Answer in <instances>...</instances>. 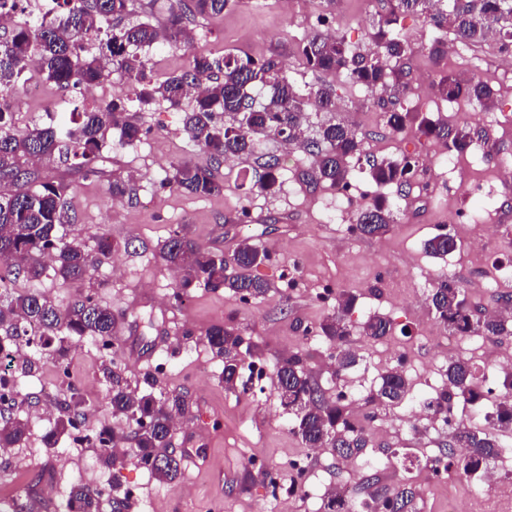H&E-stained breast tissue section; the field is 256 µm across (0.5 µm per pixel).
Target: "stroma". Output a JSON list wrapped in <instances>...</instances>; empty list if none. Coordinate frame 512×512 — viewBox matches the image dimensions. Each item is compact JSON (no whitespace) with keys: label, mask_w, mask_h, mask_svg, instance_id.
Returning <instances> with one entry per match:
<instances>
[{"label":"stroma","mask_w":512,"mask_h":512,"mask_svg":"<svg viewBox=\"0 0 512 512\" xmlns=\"http://www.w3.org/2000/svg\"><path fill=\"white\" fill-rule=\"evenodd\" d=\"M387 11L388 0H295L288 11L282 10L280 0H235L221 15L197 19L193 41L150 49L148 74L164 80L186 69L198 53L244 52L256 58L277 54L290 80L314 87L328 79L304 69L295 47L315 30L318 18L327 16L338 34L363 48L366 33ZM402 24L413 48L407 85L399 94L403 107L442 123H469L482 138L464 154L453 156L452 167H445L439 142L413 128H385L381 109L367 92L348 78L335 79V120L357 128L367 154L417 159L425 176L421 186L399 190L376 187L361 170L351 169L348 177L357 180L358 188L344 222L330 217L334 190L305 178L310 158L298 149L285 153L275 139L268 140L265 149L279 156L286 171L275 194L262 196L243 186L241 173L258 166L253 156L239 157L234 169L218 167L217 175L224 181L219 196L199 198L162 186L173 162L210 163L208 153L184 132L183 111L165 102L138 111L144 131L139 141L108 138L97 174L88 176L57 161L38 166L41 181L68 185L71 222L63 229L67 238L89 247L98 234L119 243L135 242L134 249L115 252L94 280L63 287L49 268L37 284L61 306L94 292L118 317L114 351L101 349L87 336L68 343L66 362L85 405L92 408L85 426L90 431L104 425L125 429V421L113 417L109 404L116 370L130 388L151 390L156 399L182 394V426L170 439L182 458V472L176 482L163 483L131 462L120 459L103 465L102 451L85 444L64 438L48 446L45 437L55 417L41 409L59 396L60 378L53 361L34 352L31 369H0L17 384L13 415L26 425L23 440L10 452L0 451V489L18 488L19 503L30 508L40 501L39 483L33 478L41 476L54 491L52 499L42 501L41 512H67L70 489L76 484L108 494L131 491L129 512H280L284 502L289 512H324L323 489L350 479L343 460L329 448L306 455L292 431V416L280 406L271 381H264L263 391L250 394L225 389L220 377L224 362L205 343L207 329L224 322L240 327L245 346H259L267 370H274L283 355L308 353L311 375L327 398L352 384L364 410L373 409L370 392L384 369L398 367L403 351L415 364L405 372L411 397L430 395L417 373L431 369L435 356L427 335L435 321L428 295L436 278L455 277L470 303L481 310L496 306L501 295H512V284L496 283L492 266L465 243L487 224H502L512 232V182L500 176L502 167H512V64L501 60L492 42L476 48L460 44L454 53L432 59L427 47L433 30L414 16L404 17ZM446 72L479 75L493 93L491 107L482 110L463 98L445 101L436 84ZM134 94V86L116 73L94 87L73 88L46 82L31 72L11 96L14 123L21 131L46 127L56 124L59 113L74 104L102 106ZM115 178L127 180L130 187L118 201L109 193ZM448 178L463 190L472 181L492 183L495 194L482 200L461 195L459 205L468 214L458 230L464 243L456 252L436 257L425 251L424 243L443 221L438 183ZM381 194L393 216L388 232L375 237L349 234L360 212ZM176 225L227 258L242 239L252 238L269 256L255 270L270 284L266 297L245 304L229 289L213 292L198 287L183 304H175L176 276L160 258L159 248ZM341 291L356 298L348 315L351 324L377 314L393 328L378 340L357 333L349 336L346 346L358 353L359 361L337 376L329 358L335 345L316 331L335 311ZM376 412L378 425L365 428V454L380 463L379 486L391 489L410 481L418 491V512H448L452 507L465 512L472 479L454 471L442 478L430 475L428 451L443 447L448 429L427 421L422 432H411L401 420L399 405ZM301 455L306 456L307 467L299 478L289 464Z\"/></svg>","instance_id":"35a3bbf8"}]
</instances>
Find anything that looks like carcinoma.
Masks as SVG:
<instances>
[{"label": "carcinoma", "mask_w": 512, "mask_h": 512, "mask_svg": "<svg viewBox=\"0 0 512 512\" xmlns=\"http://www.w3.org/2000/svg\"><path fill=\"white\" fill-rule=\"evenodd\" d=\"M231 0H173L166 31L168 42L187 40V24L197 18L224 12ZM56 11L36 30L27 25L15 28L11 37L0 41V95L10 96L24 81L28 63L36 58L39 72L58 86L71 82L87 85L100 82L109 74L105 65L129 80L137 89L136 101L145 107L166 101L181 108L184 99L192 98L191 111L185 113L183 128L188 137L205 149L215 164L226 158L251 153L262 138L274 137L298 144L312 156L313 168L308 177L323 181L331 188L348 185L349 168L367 164L368 174L379 187L409 185L417 163L409 160L363 157L362 139L357 130L341 122L325 123L313 138L303 136L309 127L310 112H332L336 109L334 85L324 83L302 91L291 83L277 55L257 60L248 55L226 53L214 57L194 56L190 66L162 82L148 77L149 59L143 51L157 44L159 28L148 21H131L122 27L112 24L132 12L133 0H54ZM389 13L378 29L369 32L373 49L363 51L343 36H329L317 30L303 42L302 65L318 73L345 75L363 86L382 109L385 127L401 131L418 123V129L439 140L450 151L460 152L473 142V132L465 124L448 126L432 122L404 110L391 92L403 85L404 67L411 55L405 34L398 29L400 17L414 15L437 30L431 45L432 54L443 52L441 33L450 30L464 45H481L494 40L499 49L512 47V0H481L474 11L461 0H389ZM441 97L454 101L462 95L486 108L491 90L471 76L460 79L452 74L440 77L437 84ZM119 131L120 141H136L142 135L136 115L123 102L112 101L103 107L73 110L62 115L58 125L18 131L13 123L10 105L0 104V182H9L16 191L0 195V258L7 262L0 268V288L19 280L33 283L45 269L44 258L53 257L55 274L69 285L90 278L116 248L101 237L94 249L59 233L67 223L66 193L68 186L58 182H41L33 164L60 158L86 174L97 173L95 163L108 135ZM253 187L261 193L273 194L279 186L281 164L275 156L262 165ZM164 186H177L191 194L209 197L224 192V182L215 168L187 161L171 165ZM389 212L377 203L359 215L354 230L363 236L384 234L389 228ZM425 250L436 256L456 251L458 239L443 229L429 238ZM160 257L179 275L173 299L180 303L188 290L203 286L211 290L229 288L244 303L259 299L269 291L267 281L251 274V270L268 259L258 244L244 240L231 259L218 256L188 238L183 227L168 232L160 247ZM238 274L226 275L228 265ZM355 297L349 293L336 301V312L320 325V335L336 342L335 373L357 364L356 354L343 348L352 327L345 313ZM431 304L436 319L458 336H469L483 330L487 336L506 331L502 322L477 320L474 308L465 296L461 283L449 277L438 279L432 288ZM116 320L112 308L87 294L61 308L42 293L29 289L0 298V333L28 345L51 347L57 367L69 377L65 365V339L92 336L102 349L112 348ZM391 331L389 320L370 315L361 324V335L377 340ZM208 346L224 357L222 379L228 389L237 387L245 365L238 349L243 343L234 324L211 326L205 335ZM308 355L291 353L281 358L274 371V386L280 404L297 415L296 433L306 448L333 445L343 458L358 455L367 447L363 427L346 411V405L329 403L307 369ZM449 387L442 388L428 404L436 412H446L453 405L479 406L486 399L477 387V370L465 359L448 362L445 370ZM404 375L391 370L380 376L370 401L394 406L408 396ZM15 385L0 375V448H9L22 439L25 424L12 418ZM112 415L129 421V432L121 435L101 428L91 433L84 426L82 401L74 383L67 382L59 400L60 415L47 434V444L56 445L66 435L76 444L95 448H112L127 442L137 464L146 468L158 481L171 482L180 471V458L168 448L173 420L182 412L184 398L174 395L158 401L121 385L112 377L110 397ZM493 425L512 427V403L501 402L493 410ZM454 440L468 444L470 453L457 457L453 446L442 450L450 464L465 474L482 476L497 456L498 441L491 433L458 430ZM415 488L405 484L393 489L386 501L394 512H413ZM103 492L85 486L72 489L68 512H100ZM377 498L371 496L352 503L340 494L329 497L324 512H375Z\"/></svg>", "instance_id": "cac0c4a2"}]
</instances>
